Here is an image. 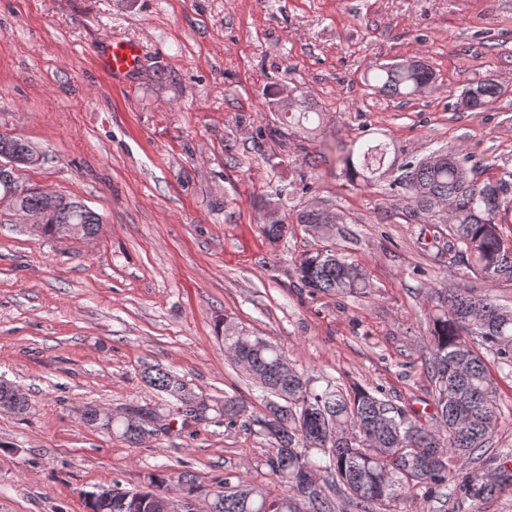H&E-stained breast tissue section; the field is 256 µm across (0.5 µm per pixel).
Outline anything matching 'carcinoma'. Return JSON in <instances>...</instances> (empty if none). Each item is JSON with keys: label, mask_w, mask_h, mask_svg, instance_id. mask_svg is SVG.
Returning <instances> with one entry per match:
<instances>
[{"label": "carcinoma", "mask_w": 512, "mask_h": 512, "mask_svg": "<svg viewBox=\"0 0 512 512\" xmlns=\"http://www.w3.org/2000/svg\"><path fill=\"white\" fill-rule=\"evenodd\" d=\"M372 82L378 93L413 97L435 89L436 75L429 66L410 60L373 68ZM500 98V84L488 78L466 86L458 107L486 111ZM275 104L280 119L298 125L321 116L307 97L288 96ZM27 145L22 138L0 135V155L22 161L27 158ZM387 154V145L364 142L350 148L340 162L350 182L368 185L382 172ZM401 171L394 186L408 193L414 211L436 217L448 227L454 260L485 279L512 281V238L502 232V226L512 222V211L505 208L512 179L475 181L472 169L454 148L409 161ZM7 195L8 205L40 212L44 223L39 231L51 239L66 237L68 224L87 225V236L93 238L103 223L102 215L72 197L66 208L24 184L20 193L11 192L3 172L0 199ZM297 223L330 239L338 221L332 209H306L297 214ZM263 233L270 242L285 235L277 209L265 211ZM295 274L312 294L356 296L368 288L365 270L336 248L302 254ZM428 294L433 305L428 314L426 366L434 382L435 412L425 422L366 389L345 395L329 382L317 390L278 345L242 330L231 332L223 324L217 325L216 334L224 339V347L269 395L263 411L249 414L228 396L220 404L195 393L169 371L145 368V381L180 404L183 423L202 421L216 409L227 424L238 423L270 442L264 465L284 488L283 494L270 498L242 477L232 487L222 481L214 488L218 512H335L323 493L324 484L341 490L352 512H376L413 495L428 500L448 482L451 456H473L490 448L498 401L497 383L485 355L512 374V307L463 287L431 288ZM0 401L14 405L18 414L28 408L24 394L2 380ZM96 412L95 406L85 408L82 422L118 432L130 448H140L153 433L170 429L147 406L130 405L110 421H96ZM168 482V477L152 475L146 488H117L105 501L88 492L85 507L87 512H159ZM496 489L497 484L476 475L458 486V494L463 501L479 502Z\"/></svg>", "instance_id": "1"}]
</instances>
